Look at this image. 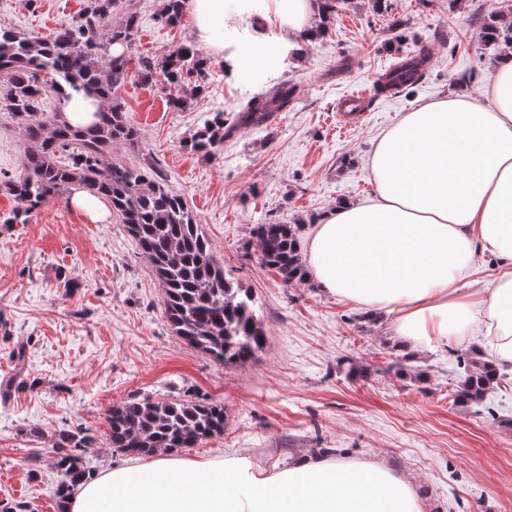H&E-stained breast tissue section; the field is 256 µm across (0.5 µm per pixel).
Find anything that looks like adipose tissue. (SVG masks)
Wrapping results in <instances>:
<instances>
[{
  "label": "adipose tissue",
  "mask_w": 512,
  "mask_h": 512,
  "mask_svg": "<svg viewBox=\"0 0 512 512\" xmlns=\"http://www.w3.org/2000/svg\"><path fill=\"white\" fill-rule=\"evenodd\" d=\"M246 38L224 41L225 0H188L197 42L229 76L278 73L316 36L317 0H240ZM487 104L468 95L406 113L368 160L376 192L345 202L305 245L321 288L394 314L393 333L421 348L475 335L496 368L512 367V267L466 291L477 252L512 264V53L500 58ZM68 512H424L413 483L378 463L317 457L275 473L243 457L187 462L157 453L81 484Z\"/></svg>",
  "instance_id": "obj_1"
}]
</instances>
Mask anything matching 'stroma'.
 Here are the masks:
<instances>
[{"mask_svg":"<svg viewBox=\"0 0 512 512\" xmlns=\"http://www.w3.org/2000/svg\"><path fill=\"white\" fill-rule=\"evenodd\" d=\"M345 0L327 33L257 84L231 78L209 55L206 91L178 109L182 87L140 76L141 63L192 38L156 16L163 0H131L140 27L128 50L131 76L120 92L141 138L119 155L166 175L218 256L224 274L252 290L266 344L248 363L227 368L174 335L163 291L135 240L114 215L98 222L69 195L25 216L0 190V378L18 389L0 404V512H58L53 444L82 425L96 441L86 451L95 474L123 463L106 440L107 410L134 396L191 393L223 403L224 433L181 460L247 457L260 471L288 468L332 448L337 458L378 462L417 487L426 512H512V384L477 404L454 393L476 364L474 342L405 354L390 334L393 317L330 295L315 280L284 285L262 267L254 224H296L308 237L336 205L372 197L367 160L378 137L405 112L464 93L485 98L499 59L482 25L500 0ZM89 0H0V26L45 37L71 26ZM431 55L427 78L411 90L374 95L385 71L419 48ZM293 87L288 107L261 127L225 139L215 156L184 151L211 113L226 122L253 97ZM361 87L367 117L336 130V99ZM26 143L0 112V177L21 169Z\"/></svg>","mask_w":512,"mask_h":512,"instance_id":"1","label":"stroma"}]
</instances>
